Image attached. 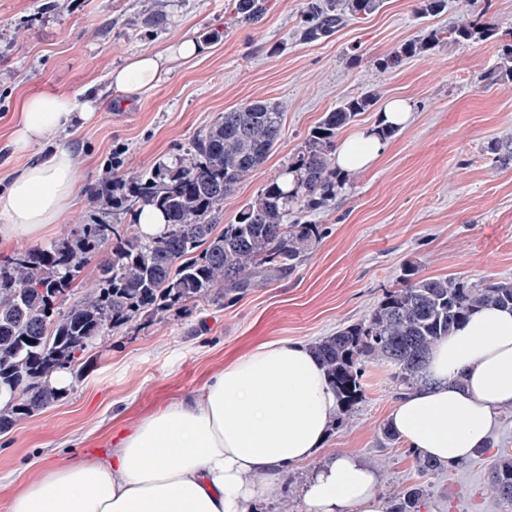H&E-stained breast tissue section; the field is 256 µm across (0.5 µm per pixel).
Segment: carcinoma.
I'll use <instances>...</instances> for the list:
<instances>
[{
    "instance_id": "obj_1",
    "label": "carcinoma",
    "mask_w": 512,
    "mask_h": 512,
    "mask_svg": "<svg viewBox=\"0 0 512 512\" xmlns=\"http://www.w3.org/2000/svg\"><path fill=\"white\" fill-rule=\"evenodd\" d=\"M267 2L235 0L237 22H257ZM383 3L306 0L300 38L312 43L329 37L350 20L378 12ZM465 3L467 17L401 43L377 58L375 68L386 73L448 45L496 39L502 41L501 53L489 79L512 82V38L502 39L478 0ZM447 6L448 0H417L415 12L436 15ZM377 99L375 92H365L324 113L279 175L222 229L217 220L224 201L279 141L284 112L277 102L256 100L226 110L187 151L156 164L149 174L124 180L109 169L90 187L92 202L109 214L132 215L145 206L159 211L166 218L163 234L146 240L100 218L48 248L0 258V392L12 395L11 404L0 409V435L62 399L65 391L51 375L90 370L87 353L106 333L200 300L230 304L254 284L294 272L323 233L308 214L327 209L354 181V173L336 168V137ZM104 248L108 255L101 258ZM91 263L96 288L69 302ZM484 307L512 308V281L423 278L408 268L402 285L386 291L365 318L314 345L336 390V426L364 397L369 364L393 366L401 395L422 382L432 345ZM490 487L512 510V456L503 455L493 465ZM425 492L418 483L390 494L386 512H419Z\"/></svg>"
}]
</instances>
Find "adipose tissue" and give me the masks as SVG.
I'll use <instances>...</instances> for the list:
<instances>
[{"instance_id":"obj_1","label":"adipose tissue","mask_w":512,"mask_h":512,"mask_svg":"<svg viewBox=\"0 0 512 512\" xmlns=\"http://www.w3.org/2000/svg\"><path fill=\"white\" fill-rule=\"evenodd\" d=\"M200 52L187 38L132 57L109 75L113 98L127 101L159 82L166 62ZM95 108L94 100L66 93L28 96L9 143L27 151L90 120ZM411 116L406 100L387 101L378 127L343 142L337 165L371 167L388 148L379 127L406 126ZM77 167L75 152L60 144L13 176L0 190V241L39 238L58 223L79 188ZM422 375L423 384L396 401L388 423L423 456L466 463L499 410L512 407V311H477L431 348ZM336 412V393L310 343H265L143 420L118 447L77 460L44 457L37 475L13 494L9 512H251L280 495L282 471L304 465V512H385L378 474L358 456L311 465Z\"/></svg>"}]
</instances>
